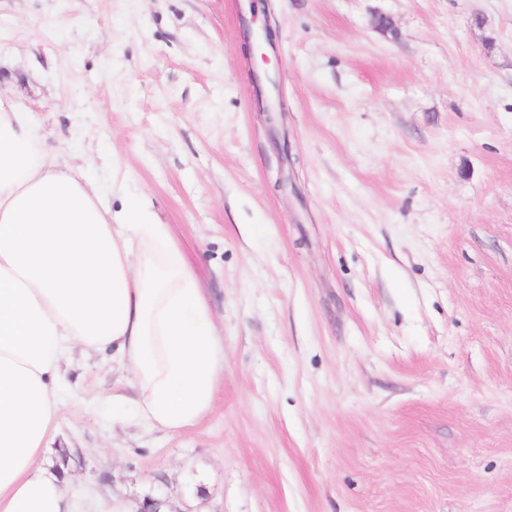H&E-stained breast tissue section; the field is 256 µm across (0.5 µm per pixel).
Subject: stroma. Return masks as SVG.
<instances>
[{
    "mask_svg": "<svg viewBox=\"0 0 512 512\" xmlns=\"http://www.w3.org/2000/svg\"><path fill=\"white\" fill-rule=\"evenodd\" d=\"M0 98L169 226L224 352L168 434L74 350L77 512H512V0H0Z\"/></svg>",
    "mask_w": 512,
    "mask_h": 512,
    "instance_id": "stroma-1",
    "label": "stroma"
}]
</instances>
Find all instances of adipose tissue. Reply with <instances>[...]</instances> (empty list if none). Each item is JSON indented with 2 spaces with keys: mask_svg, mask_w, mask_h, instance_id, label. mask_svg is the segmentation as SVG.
<instances>
[{
  "mask_svg": "<svg viewBox=\"0 0 512 512\" xmlns=\"http://www.w3.org/2000/svg\"><path fill=\"white\" fill-rule=\"evenodd\" d=\"M78 346L111 351L152 427L213 409L216 327L168 226L137 200L112 211L45 149L33 113L0 100V512H74L41 460Z\"/></svg>",
  "mask_w": 512,
  "mask_h": 512,
  "instance_id": "adipose-tissue-1",
  "label": "adipose tissue"
}]
</instances>
